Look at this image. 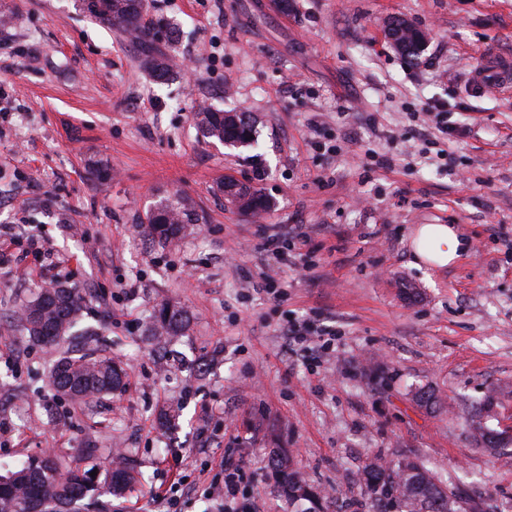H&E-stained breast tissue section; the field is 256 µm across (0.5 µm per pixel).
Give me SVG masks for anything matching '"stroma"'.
Returning <instances> with one entry per match:
<instances>
[{
  "instance_id": "obj_1",
  "label": "stroma",
  "mask_w": 512,
  "mask_h": 512,
  "mask_svg": "<svg viewBox=\"0 0 512 512\" xmlns=\"http://www.w3.org/2000/svg\"><path fill=\"white\" fill-rule=\"evenodd\" d=\"M290 2L149 0L148 20L177 31L171 53L192 68L159 84L82 0H0V228L15 241L0 264V474L47 450L69 463L124 448L138 480L116 512H151L178 481L177 512H210L205 490L230 452L232 512H287L268 468L284 453L359 512L364 465L411 456L512 512V455L476 449L465 422L512 386V92L465 86L484 48L512 60V0ZM394 17L428 35L417 65L388 42ZM202 103L251 113L254 146L206 143ZM433 104L453 135L425 126ZM227 178L271 210L239 211ZM176 193L199 224L148 240V211ZM420 224L454 225L465 253L416 267ZM281 233L307 244L271 294L263 245ZM59 260L92 332L75 354L128 373L89 403L57 396L58 347L14 328ZM165 304L189 311L184 336L150 334ZM294 319L326 333L305 361L285 344ZM422 386L446 408L415 403Z\"/></svg>"
}]
</instances>
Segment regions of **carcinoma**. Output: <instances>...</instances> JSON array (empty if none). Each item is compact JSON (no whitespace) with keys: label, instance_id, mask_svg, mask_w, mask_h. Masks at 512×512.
<instances>
[{"label":"carcinoma","instance_id":"1","mask_svg":"<svg viewBox=\"0 0 512 512\" xmlns=\"http://www.w3.org/2000/svg\"><path fill=\"white\" fill-rule=\"evenodd\" d=\"M148 0H83V9L92 19L126 35L138 48L140 65L157 83L170 79L171 66L159 51V45L171 40L158 25H147ZM396 40L406 45L402 52L412 64L425 42L422 31L412 23L394 18L389 23ZM196 127L205 140L214 139L232 147H249L256 141V127L249 114L221 110L211 106L195 112ZM230 190L232 202L247 213L267 212L272 201L261 190L229 180L221 190ZM199 221L198 214L175 195L160 203L147 215L146 232L168 243L189 224ZM82 319L81 291L75 287L48 283L38 288L26 302L21 315V330L41 343L57 346L76 335ZM166 335L181 336L189 326L183 309L164 305L153 316ZM126 371L107 357H74L64 354L49 375V385L56 393L74 401L91 400L124 388ZM489 394L471 412L468 425L472 441L488 433L482 418L494 417ZM275 482L281 497L293 512H331L336 500L329 491L309 482L292 468L285 456L272 459ZM97 475H91V472ZM135 482L126 463L86 468L61 463L51 455L31 457L19 469L0 476V512H84L82 501L89 497L105 508L101 496L120 498ZM363 485L368 491L364 512H483L481 504L463 496L454 486L437 476L415 457L369 461L363 468Z\"/></svg>","mask_w":512,"mask_h":512}]
</instances>
